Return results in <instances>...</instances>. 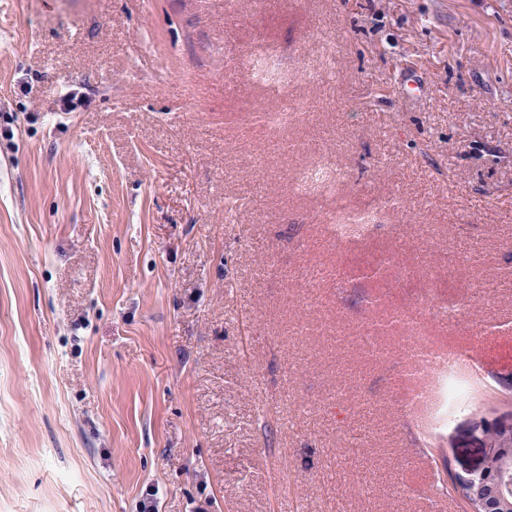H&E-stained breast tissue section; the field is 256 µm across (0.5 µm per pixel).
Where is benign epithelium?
<instances>
[{
    "instance_id": "obj_1",
    "label": "benign epithelium",
    "mask_w": 512,
    "mask_h": 512,
    "mask_svg": "<svg viewBox=\"0 0 512 512\" xmlns=\"http://www.w3.org/2000/svg\"><path fill=\"white\" fill-rule=\"evenodd\" d=\"M483 447L481 465L469 471L466 477L453 479V488L470 498L481 512H509L512 501L489 480L488 475L512 464V448H492L486 435L483 436Z\"/></svg>"
}]
</instances>
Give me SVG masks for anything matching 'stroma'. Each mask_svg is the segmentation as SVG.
Here are the masks:
<instances>
[{
	"label": "stroma",
	"mask_w": 512,
	"mask_h": 512,
	"mask_svg": "<svg viewBox=\"0 0 512 512\" xmlns=\"http://www.w3.org/2000/svg\"><path fill=\"white\" fill-rule=\"evenodd\" d=\"M260 39L304 109L273 154ZM324 161L335 192L294 194ZM341 205L377 228L332 240ZM392 251L409 278L362 275ZM379 295L483 338L434 438L399 335L360 343ZM484 417L512 423V0H0V512H465L431 488Z\"/></svg>",
	"instance_id": "stroma-1"
}]
</instances>
